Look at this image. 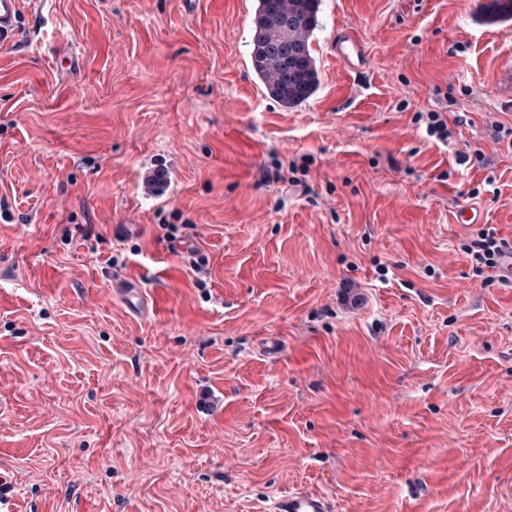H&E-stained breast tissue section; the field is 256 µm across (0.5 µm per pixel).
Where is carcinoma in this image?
<instances>
[{
    "label": "carcinoma",
    "instance_id": "cac0c4a2",
    "mask_svg": "<svg viewBox=\"0 0 512 512\" xmlns=\"http://www.w3.org/2000/svg\"><path fill=\"white\" fill-rule=\"evenodd\" d=\"M320 0H258L251 26L250 62L269 95L286 108L315 91L311 49Z\"/></svg>",
    "mask_w": 512,
    "mask_h": 512
}]
</instances>
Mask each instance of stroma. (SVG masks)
I'll return each instance as SVG.
<instances>
[{"instance_id": "1", "label": "stroma", "mask_w": 512, "mask_h": 512, "mask_svg": "<svg viewBox=\"0 0 512 512\" xmlns=\"http://www.w3.org/2000/svg\"><path fill=\"white\" fill-rule=\"evenodd\" d=\"M487 2L321 0L319 84L288 109L250 66L256 0L21 17L0 46L15 512H265L296 488L334 512H512V280L461 250L512 239V142L490 136L512 128V18ZM346 29L362 70L334 56ZM462 204L482 224H453ZM112 288L122 294L123 300L131 310L141 311L145 307L146 299L140 288L135 287V283L128 280L113 281Z\"/></svg>"}]
</instances>
